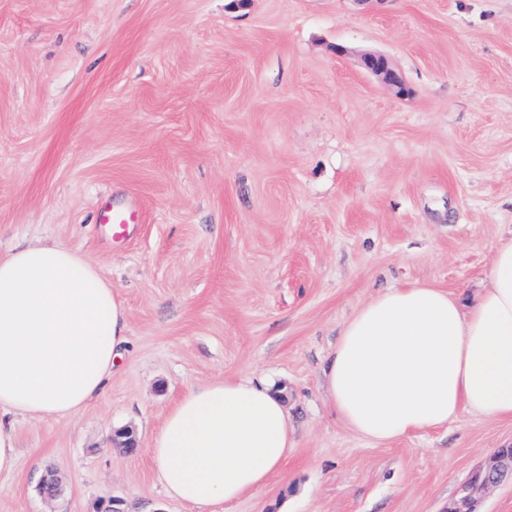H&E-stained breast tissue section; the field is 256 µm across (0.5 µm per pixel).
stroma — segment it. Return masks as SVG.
<instances>
[{"mask_svg":"<svg viewBox=\"0 0 512 512\" xmlns=\"http://www.w3.org/2000/svg\"><path fill=\"white\" fill-rule=\"evenodd\" d=\"M106 204L138 210L125 243ZM511 237L512 0H0V255L88 258L130 351L76 416L14 417L0 512H194L153 441L189 388L248 373L282 385L297 447L214 512H448L512 422L370 442L335 416L324 363L371 297L473 295ZM127 426L132 454L112 445Z\"/></svg>","mask_w":512,"mask_h":512,"instance_id":"stroma-1","label":"stroma"}]
</instances>
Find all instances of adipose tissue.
I'll use <instances>...</instances> for the list:
<instances>
[{
	"mask_svg": "<svg viewBox=\"0 0 512 512\" xmlns=\"http://www.w3.org/2000/svg\"><path fill=\"white\" fill-rule=\"evenodd\" d=\"M126 332L111 284L67 245L0 256V473L17 461L12 417L65 420L99 400ZM324 377L334 412L377 443L466 412L512 420V239L495 247L473 304L426 284L364 303ZM295 447L273 383L241 376L190 388L168 411L152 460L169 497L210 512L264 486Z\"/></svg>",
	"mask_w": 512,
	"mask_h": 512,
	"instance_id": "obj_1",
	"label": "adipose tissue"
}]
</instances>
